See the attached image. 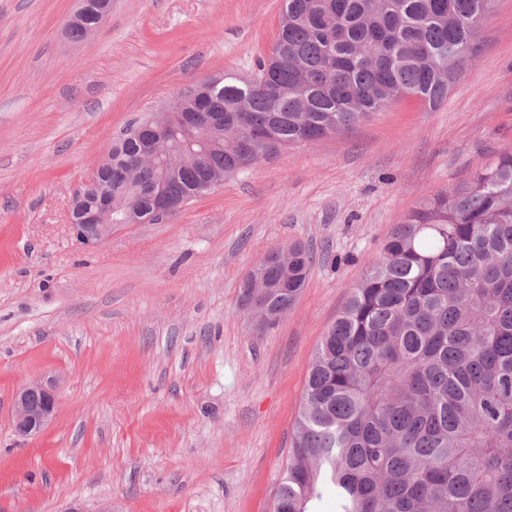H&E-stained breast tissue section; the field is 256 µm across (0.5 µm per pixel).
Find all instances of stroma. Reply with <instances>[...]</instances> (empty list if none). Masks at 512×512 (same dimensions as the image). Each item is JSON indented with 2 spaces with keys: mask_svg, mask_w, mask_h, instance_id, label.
<instances>
[{
  "mask_svg": "<svg viewBox=\"0 0 512 512\" xmlns=\"http://www.w3.org/2000/svg\"><path fill=\"white\" fill-rule=\"evenodd\" d=\"M76 8L0 0V512H272L312 358L369 261L410 208L512 150V0L436 107L397 100L95 248L68 212L113 141L187 86L253 78L283 0H112L81 43ZM295 243L313 268L256 333L242 283ZM44 374L57 417L18 438L14 392Z\"/></svg>",
  "mask_w": 512,
  "mask_h": 512,
  "instance_id": "stroma-1",
  "label": "stroma"
}]
</instances>
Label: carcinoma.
Wrapping results in <instances>:
<instances>
[{"instance_id":"carcinoma-1","label":"carcinoma","mask_w":512,"mask_h":512,"mask_svg":"<svg viewBox=\"0 0 512 512\" xmlns=\"http://www.w3.org/2000/svg\"><path fill=\"white\" fill-rule=\"evenodd\" d=\"M488 0H284L257 77L275 98L226 74L208 87L219 124L182 129L175 174L185 202L276 147L341 133L400 97L434 107L474 56ZM112 145V196L143 220L160 170L117 176L141 148ZM313 265L302 245L272 251L241 289L253 326H275ZM512 512V150L470 181L415 206L370 261L323 336L306 381L274 512Z\"/></svg>"}]
</instances>
